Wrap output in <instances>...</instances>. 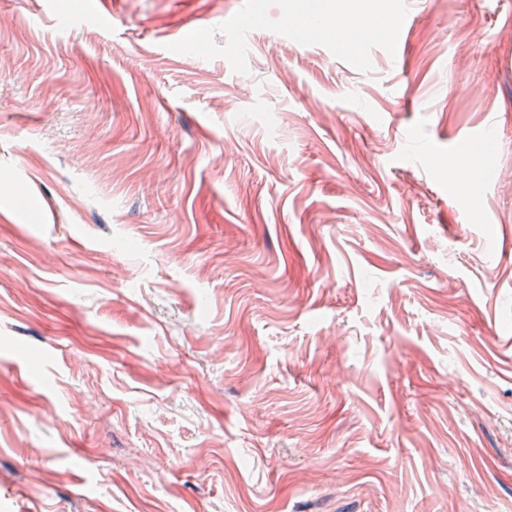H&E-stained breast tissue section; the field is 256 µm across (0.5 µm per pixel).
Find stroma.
<instances>
[{"label": "stroma", "instance_id": "35a3bbf8", "mask_svg": "<svg viewBox=\"0 0 512 512\" xmlns=\"http://www.w3.org/2000/svg\"><path fill=\"white\" fill-rule=\"evenodd\" d=\"M379 4L0 0V512H512V0Z\"/></svg>", "mask_w": 512, "mask_h": 512}]
</instances>
